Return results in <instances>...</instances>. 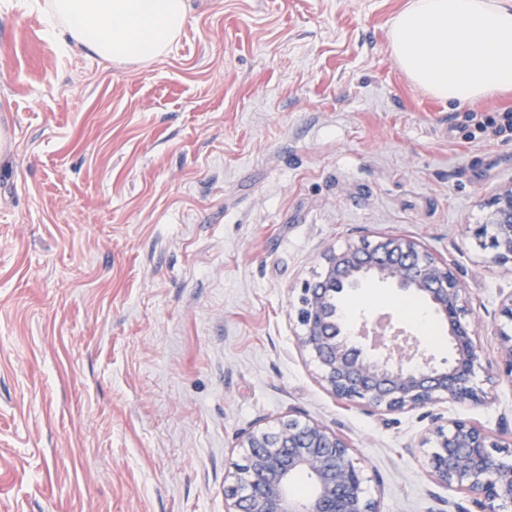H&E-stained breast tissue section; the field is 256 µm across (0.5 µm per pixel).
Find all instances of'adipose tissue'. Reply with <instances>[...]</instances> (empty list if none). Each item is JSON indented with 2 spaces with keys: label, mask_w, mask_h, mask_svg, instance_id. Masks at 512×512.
Wrapping results in <instances>:
<instances>
[{
  "label": "adipose tissue",
  "mask_w": 512,
  "mask_h": 512,
  "mask_svg": "<svg viewBox=\"0 0 512 512\" xmlns=\"http://www.w3.org/2000/svg\"><path fill=\"white\" fill-rule=\"evenodd\" d=\"M189 0H50L46 31L106 61L147 63L169 50ZM390 50L433 98L467 105L512 95V0H409L393 20Z\"/></svg>",
  "instance_id": "obj_1"
}]
</instances>
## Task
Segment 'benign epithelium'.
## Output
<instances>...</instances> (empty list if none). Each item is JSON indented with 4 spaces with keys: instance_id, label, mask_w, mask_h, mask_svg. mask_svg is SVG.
<instances>
[{
    "instance_id": "benign-epithelium-1",
    "label": "benign epithelium",
    "mask_w": 512,
    "mask_h": 512,
    "mask_svg": "<svg viewBox=\"0 0 512 512\" xmlns=\"http://www.w3.org/2000/svg\"><path fill=\"white\" fill-rule=\"evenodd\" d=\"M485 208L472 239L490 263L512 273V182ZM319 268L299 288L295 340L336 401L385 416L484 399L477 383L485 371L482 348L455 262L412 236L397 235L327 249ZM367 283L420 298L446 327L448 354L437 358L389 345L367 348L340 304L341 296ZM500 315L507 323L497 329V377L512 384V294L502 300ZM240 447L241 459L224 477L225 512H379L349 440L319 421L284 417L244 435ZM421 447L431 449L427 475L432 483L470 495L477 512H512L511 443L473 421L438 413ZM299 474L311 480L304 497L294 487Z\"/></svg>"
}]
</instances>
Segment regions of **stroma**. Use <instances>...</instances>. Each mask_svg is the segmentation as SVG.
<instances>
[{"mask_svg": "<svg viewBox=\"0 0 512 512\" xmlns=\"http://www.w3.org/2000/svg\"><path fill=\"white\" fill-rule=\"evenodd\" d=\"M408 0H192L148 63L48 36L0 0V512H224L241 436L343 433L381 512H454L424 411L337 402L299 352L321 253L410 235L454 260L489 370L512 274L466 225L512 181V100L460 107L389 48ZM400 293L353 311L419 331ZM442 407L512 437V384Z\"/></svg>", "mask_w": 512, "mask_h": 512, "instance_id": "1", "label": "stroma"}]
</instances>
